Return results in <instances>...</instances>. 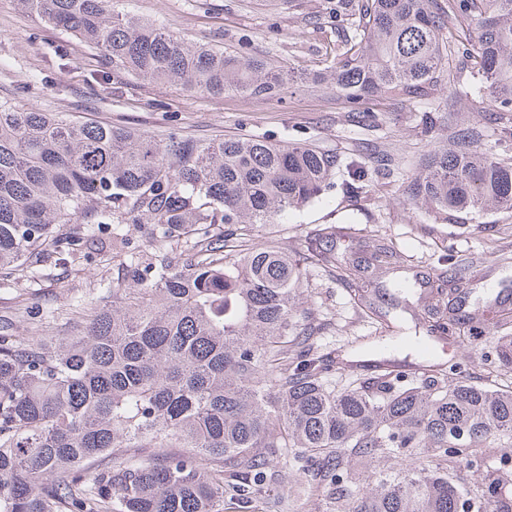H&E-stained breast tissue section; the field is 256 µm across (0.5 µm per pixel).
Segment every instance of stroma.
<instances>
[{"label":"stroma","mask_w":512,"mask_h":512,"mask_svg":"<svg viewBox=\"0 0 512 512\" xmlns=\"http://www.w3.org/2000/svg\"><path fill=\"white\" fill-rule=\"evenodd\" d=\"M116 6L194 44L287 65L304 81L274 98L193 95L112 68L75 37L23 13L16 0H0V98L72 120L133 126L159 139L175 129L197 141L241 134L273 142L306 141L345 163L359 160L360 147L366 143L391 150L400 165L389 178H372L368 197L356 200L333 189L283 221L257 227L252 243L276 240L293 253L317 225L334 224L344 229L337 251L361 257L374 239L384 238L409 264L408 269L371 279L370 288L385 294L393 293L396 283L413 270L433 278L445 276L447 252H454L462 263L474 257L478 264L466 308L476 316L496 319L502 306L495 303V295L512 289V214L490 213L445 224L435 221L426 207L406 200L409 170L431 145L473 117L468 102L449 99L447 84L434 87L425 100L376 97L361 102V109L380 113L381 123L360 129L348 121L356 107L349 99L307 80L341 52L342 35L326 16V0H117ZM431 110L441 117L428 127L422 117ZM115 274L111 261L97 254L70 271L45 263L36 280L0 285V317L12 322L16 335H32L40 311L65 310L84 295L90 282ZM399 300L395 309L383 298L375 301L380 312L397 319L400 333L393 337L376 331L371 319L359 314L349 289L324 273L313 276L301 307L323 327L316 338L319 351L336 350L351 360L386 359L411 369L421 363L413 343L423 335L417 326L422 302L404 294ZM431 346L436 359L460 362L466 374L482 384L505 381L485 363L493 337L475 342L435 340ZM272 469L279 483L260 504V512H332L327 493L312 491L290 463L278 459ZM486 473L498 478L504 502L512 504V462L498 449H486L482 473L462 463L456 478L473 493Z\"/></svg>","instance_id":"35a3bbf8"}]
</instances>
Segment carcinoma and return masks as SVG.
<instances>
[{
    "label": "carcinoma",
    "mask_w": 512,
    "mask_h": 512,
    "mask_svg": "<svg viewBox=\"0 0 512 512\" xmlns=\"http://www.w3.org/2000/svg\"><path fill=\"white\" fill-rule=\"evenodd\" d=\"M19 2L112 67L194 95L273 98L294 81L262 58L194 47L114 0ZM326 10L355 35L311 81L357 104L424 98L445 77L450 98L485 99L489 123L509 119L512 0H336ZM450 17L474 40L448 39ZM450 56L466 69L450 71ZM485 137L463 126L431 147L408 201L440 221L512 213V144L498 151ZM368 158L379 172L396 161L375 145ZM340 166L303 142L160 141L0 101V279L30 278L49 256L74 266L94 224L112 225L123 271L70 304L69 336L20 339L0 322V512H258L282 457L328 490L335 512H488L499 501L497 479L471 496L449 468L488 444L512 455V384L473 383L455 363L418 377L381 362L338 390L336 365L354 364L319 354L302 316L297 291L313 274L356 287L370 270L403 267L401 252L379 240L357 265L336 252L334 224L294 257L250 244L251 228L320 198ZM341 188L367 193L355 173ZM129 224L147 225L154 252L132 247ZM468 282L451 265L429 282L422 328L498 337L494 364L512 375V336L499 335L512 318L490 326L444 312ZM377 459L391 471L360 477L357 464Z\"/></svg>",
    "instance_id": "carcinoma-1"
}]
</instances>
